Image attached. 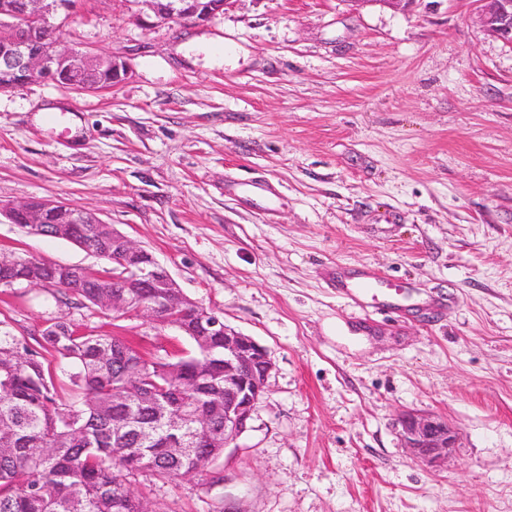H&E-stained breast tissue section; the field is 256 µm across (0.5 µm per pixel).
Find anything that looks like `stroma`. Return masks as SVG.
<instances>
[{
  "label": "stroma",
  "instance_id": "stroma-1",
  "mask_svg": "<svg viewBox=\"0 0 512 512\" xmlns=\"http://www.w3.org/2000/svg\"><path fill=\"white\" fill-rule=\"evenodd\" d=\"M146 11L81 0L57 33L126 62L114 88L0 91V203L91 210L273 360L210 465L221 485L132 491L152 512H512V44L477 0H235L202 26ZM0 251L97 262L6 220ZM367 268L402 282L397 310L338 296ZM57 318L160 360L193 349L57 288H0L12 334ZM410 411L455 429L447 460L406 448Z\"/></svg>",
  "mask_w": 512,
  "mask_h": 512
}]
</instances>
